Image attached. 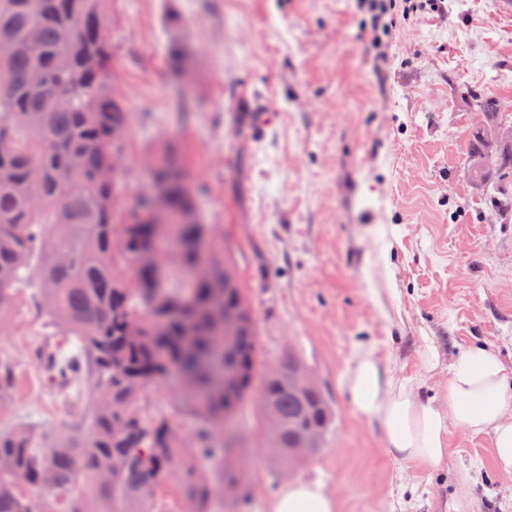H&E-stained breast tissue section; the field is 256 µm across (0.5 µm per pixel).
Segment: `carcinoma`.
<instances>
[{
	"instance_id": "cac0c4a2",
	"label": "carcinoma",
	"mask_w": 512,
	"mask_h": 512,
	"mask_svg": "<svg viewBox=\"0 0 512 512\" xmlns=\"http://www.w3.org/2000/svg\"><path fill=\"white\" fill-rule=\"evenodd\" d=\"M108 0H0V327L24 286L37 289L33 308L73 350L45 347L35 360L56 386L81 382L98 404L82 432H41L22 424L0 429V512H169L157 492L175 481L185 512H210L215 483L233 470L226 416L252 392L258 366L257 327L224 338V304L239 305L241 284L224 282L229 254L218 225L197 216L180 184L185 175L171 144L157 150L151 180L166 191L175 222L167 231L177 252L158 271L139 264L162 228L150 223L149 202H116L113 137L129 128L127 108L112 102ZM41 74L45 82L37 84ZM483 123L469 145V171L486 182L482 164L499 104L476 98ZM490 202L509 209L512 146L496 152ZM206 262L210 276L191 284L187 273ZM239 379L224 388V363ZM301 364L290 354L283 372L262 376V415L275 417L270 437L276 463L296 462L297 424L306 406L313 426L328 431L324 391L311 396L288 385ZM14 363L0 358V415L13 406ZM150 385L173 386L178 409L196 423L194 448L176 421L143 415Z\"/></svg>"
}]
</instances>
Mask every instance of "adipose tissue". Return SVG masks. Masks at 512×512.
Masks as SVG:
<instances>
[{
  "label": "adipose tissue",
  "mask_w": 512,
  "mask_h": 512,
  "mask_svg": "<svg viewBox=\"0 0 512 512\" xmlns=\"http://www.w3.org/2000/svg\"><path fill=\"white\" fill-rule=\"evenodd\" d=\"M344 397L356 418L379 426L394 460L426 473L448 453V428L491 432L494 456L512 471V369L483 344L460 352L448 366L445 405L424 401L414 386L389 369L374 349L355 355L343 378ZM268 512H336L337 501L320 481H292L269 501Z\"/></svg>",
  "instance_id": "ef3b65f1"
}]
</instances>
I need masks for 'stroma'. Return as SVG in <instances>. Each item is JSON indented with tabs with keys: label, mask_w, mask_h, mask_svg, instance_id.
I'll return each instance as SVG.
<instances>
[{
	"label": "stroma",
	"mask_w": 512,
	"mask_h": 512,
	"mask_svg": "<svg viewBox=\"0 0 512 512\" xmlns=\"http://www.w3.org/2000/svg\"><path fill=\"white\" fill-rule=\"evenodd\" d=\"M369 0H109L115 88L132 115L123 143L125 207L149 153L178 145L208 223L222 225L254 311L259 362L295 355L333 411L316 454L279 473L255 397L238 413L249 503L267 512L287 481L320 479L338 512H512V472L490 433L450 428L437 471H412L357 419L341 388L355 352L374 347L423 398L440 401L448 364L474 343L512 367V212L493 211L468 169L469 139L494 98L512 124V16L492 0L394 11L389 34ZM189 57L175 77L171 55ZM250 88L274 122L253 131ZM19 293L0 355L16 370L0 428L85 429L91 389L66 401L32 358L65 346ZM440 353L422 365L424 339Z\"/></svg>",
	"instance_id": "35a3bbf8"
}]
</instances>
